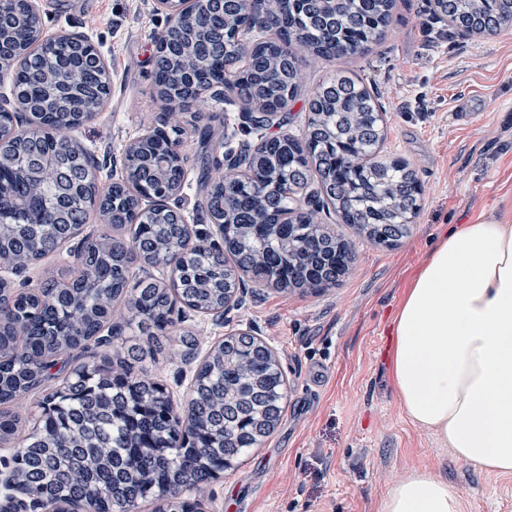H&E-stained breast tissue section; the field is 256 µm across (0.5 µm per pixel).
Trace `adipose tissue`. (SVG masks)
<instances>
[{"mask_svg":"<svg viewBox=\"0 0 512 512\" xmlns=\"http://www.w3.org/2000/svg\"><path fill=\"white\" fill-rule=\"evenodd\" d=\"M401 408L457 461L512 475V223L454 224L411 275L392 321ZM464 496L415 467L376 512H467Z\"/></svg>","mask_w":512,"mask_h":512,"instance_id":"obj_1","label":"adipose tissue"}]
</instances>
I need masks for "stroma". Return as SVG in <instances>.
I'll return each instance as SVG.
<instances>
[{
    "mask_svg": "<svg viewBox=\"0 0 512 512\" xmlns=\"http://www.w3.org/2000/svg\"><path fill=\"white\" fill-rule=\"evenodd\" d=\"M39 9L46 34L88 37L109 68L104 110L72 134L96 157L113 159L104 181L121 180L119 161L142 116L163 110L154 70L168 18L156 0H39ZM339 69L377 96L386 112L381 152L417 172L421 209L393 248L326 218L355 252L336 285L248 289L223 313H182L201 345L240 330L266 342L287 391L273 433L212 482L199 512H374L414 467L447 480L470 512H512V476L455 461L406 418L389 376L391 321L438 236L487 215L512 221V30L467 35L433 0H396L383 43L307 68L308 83ZM200 363L161 355L143 366L182 404Z\"/></svg>",
    "mask_w": 512,
    "mask_h": 512,
    "instance_id": "stroma-1",
    "label": "stroma"
}]
</instances>
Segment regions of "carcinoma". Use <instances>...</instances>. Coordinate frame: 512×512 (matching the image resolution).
<instances>
[{"instance_id":"carcinoma-1","label":"carcinoma","mask_w":512,"mask_h":512,"mask_svg":"<svg viewBox=\"0 0 512 512\" xmlns=\"http://www.w3.org/2000/svg\"><path fill=\"white\" fill-rule=\"evenodd\" d=\"M394 8L395 0H238L224 5V54L206 61L201 47L215 33L202 28L200 7L188 6L168 33L184 50L157 58L156 75L171 79L207 63L256 139L236 152L228 122L196 126L201 151L189 158L180 150L185 114L202 118L211 98L198 93L186 102L167 83L163 115L142 116L141 139L125 150L124 177L112 183L113 216L95 204L92 164L78 170L79 198L61 218L52 209L55 169L15 175L34 156L89 154L69 135L74 108L57 105L52 91L39 98L55 106L59 131L50 137L35 121L23 142L0 147V211L11 218L0 223V271L15 276L56 255L95 213L109 221L77 250L83 258L70 284L49 275L15 292L0 279L10 295L0 309V445L13 448L14 481L43 498L48 512L86 504L134 512L147 499L159 503L156 512H186L183 490L205 497L224 459L239 463L274 431L266 413L283 412L285 381L251 355L243 333L209 348L183 405L139 363L164 352L195 354L200 343L189 331L171 343L175 316L220 311L246 277L281 290L324 284L323 260L336 256L338 242L325 227L326 210L343 224L412 223L420 181L408 164L378 158L385 119L375 96L343 70L306 90L308 64L366 54L386 38ZM435 9L468 34L512 28V0H440ZM45 76L47 85L97 86L103 109L105 66L89 76L48 65ZM304 93L311 116L303 135L267 134L279 125L275 114ZM190 168L198 170V209L230 232L222 250L193 227L170 223L168 210L142 207L161 192L178 193ZM150 268L167 277L154 278ZM117 340L126 352L91 361L94 349ZM64 358L79 363L62 377Z\"/></svg>"}]
</instances>
